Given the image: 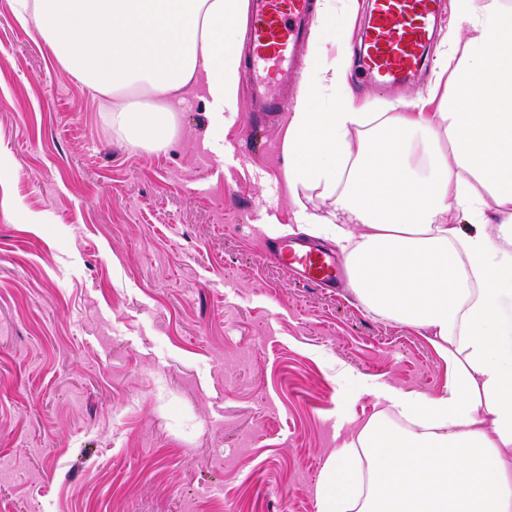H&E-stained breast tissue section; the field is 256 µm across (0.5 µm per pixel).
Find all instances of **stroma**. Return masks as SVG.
I'll return each mask as SVG.
<instances>
[{
  "label": "stroma",
  "instance_id": "stroma-1",
  "mask_svg": "<svg viewBox=\"0 0 512 512\" xmlns=\"http://www.w3.org/2000/svg\"><path fill=\"white\" fill-rule=\"evenodd\" d=\"M0 0V512H304L380 388L437 396L423 330L269 253L281 145L246 96L204 146L112 126Z\"/></svg>",
  "mask_w": 512,
  "mask_h": 512
}]
</instances>
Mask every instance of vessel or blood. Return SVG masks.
<instances>
[{
	"instance_id": "b4317fda",
	"label": "vessel or blood",
	"mask_w": 512,
	"mask_h": 512,
	"mask_svg": "<svg viewBox=\"0 0 512 512\" xmlns=\"http://www.w3.org/2000/svg\"><path fill=\"white\" fill-rule=\"evenodd\" d=\"M442 6L443 0H370L360 77L405 93L427 72ZM314 14L315 0H249L244 64L251 75V111L279 117L290 93L299 88L297 58ZM274 254L280 264L312 283L331 285L339 275L335 257L299 240L280 241Z\"/></svg>"
}]
</instances>
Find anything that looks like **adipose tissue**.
Wrapping results in <instances>:
<instances>
[{"label": "adipose tissue", "instance_id": "1", "mask_svg": "<svg viewBox=\"0 0 512 512\" xmlns=\"http://www.w3.org/2000/svg\"><path fill=\"white\" fill-rule=\"evenodd\" d=\"M9 3L68 74L109 99L132 143L167 149L174 95L199 76L210 130L223 131L248 0ZM348 7L318 3L283 144L294 222L336 241L364 307L427 332L448 383L436 397L388 396L329 458L318 512H512V0H454L471 34L436 59L446 90L434 112L356 100L334 30ZM313 191L325 213L305 205Z\"/></svg>", "mask_w": 512, "mask_h": 512}]
</instances>
